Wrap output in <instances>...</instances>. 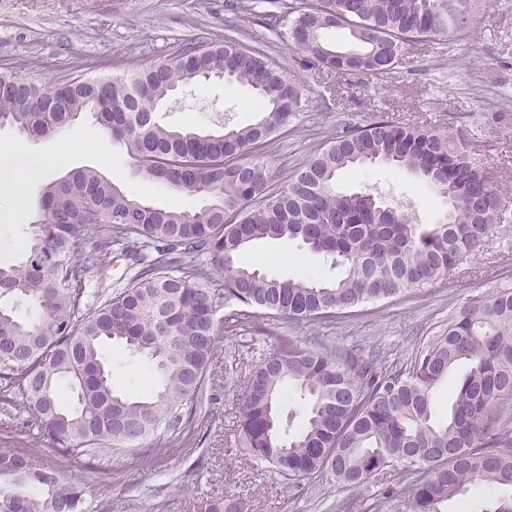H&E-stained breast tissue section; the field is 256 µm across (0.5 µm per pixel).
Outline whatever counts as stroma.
<instances>
[{
    "mask_svg": "<svg viewBox=\"0 0 512 512\" xmlns=\"http://www.w3.org/2000/svg\"><path fill=\"white\" fill-rule=\"evenodd\" d=\"M471 10L476 23L465 35L409 47L392 70L337 78L328 93L318 70L308 68L286 38L245 18L228 28L224 0H0V66L38 77L45 85L80 75L86 60H117L135 70L168 58L181 42L208 43L231 33L274 56L303 89L302 111L267 148L274 166L293 171L348 122L365 125L382 116L404 123L425 121L466 144L476 164L489 173L506 209L480 251L446 280L365 306L359 315L331 327L263 319L243 339L219 340L204 404L210 419L161 458L122 454L89 471L45 440L0 434V448L27 451L37 464L53 466L84 484L96 512H206L211 497L223 493L239 498L243 512H405V484L386 499L378 479L349 486L330 473H317L303 480L301 495H294L273 468L256 464L230 430L245 376L282 339L309 342L319 337L344 347L358 344L364 354L380 350L389 361L403 364L447 327L449 317L469 299L512 289V0H471ZM249 96L247 88L229 81L190 85L159 106L157 117L169 126L206 131L244 127L260 117L249 106ZM64 134L77 151L65 165L27 185L20 217L0 218L2 266L24 260L43 185L73 169L96 168L121 187L143 189L157 206L195 211L206 203L199 196L174 195L159 182L144 184L124 150L91 115H82ZM339 185L377 194L419 224L437 223L447 210L434 190L381 164L342 174ZM240 260L279 277L329 281L339 275L329 261L295 241L256 242ZM102 353L119 392L136 391L157 378L153 364L129 356L119 345H104Z\"/></svg>",
    "mask_w": 512,
    "mask_h": 512,
    "instance_id": "35a3bbf8",
    "label": "stroma"
}]
</instances>
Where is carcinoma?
<instances>
[{
  "mask_svg": "<svg viewBox=\"0 0 512 512\" xmlns=\"http://www.w3.org/2000/svg\"><path fill=\"white\" fill-rule=\"evenodd\" d=\"M469 3L229 0L226 8L277 35L305 33L294 50L308 66L345 76L387 71L411 44L464 34L474 25ZM338 28L354 49L326 41ZM211 78L248 88L262 118L219 134L155 119L174 91ZM300 111L296 79L233 36L182 42L139 70L53 88L0 71V125L37 141L90 113L144 180L210 199L194 212L158 207L95 168L43 188L26 260L0 266V300L23 297L37 311L22 322L0 306L1 433L38 436L88 466L118 454L161 457L199 425L219 337L246 335L264 315L333 324L366 303L443 280L500 218L488 173L463 144L425 125L349 124L282 175L266 148ZM364 164L412 173L447 200L445 218L415 224L370 192L339 190L341 174ZM263 240H299L343 273L290 279L236 264ZM116 254L127 281L88 292ZM108 341L154 362L158 383L115 391L101 354ZM459 369L448 415L438 420L434 390ZM290 390L304 408L292 434L297 410L284 414L280 403ZM511 402L512 289L502 288L471 298L401 366L365 359L355 347L281 341L245 381L234 436L292 485L319 471L347 485L406 481L407 512H447L448 502L485 486L497 492L488 512H512ZM2 476L28 492L0 489V512H89L84 487L27 454L1 450ZM208 512H242V504L215 496Z\"/></svg>",
  "mask_w": 512,
  "mask_h": 512,
  "instance_id": "obj_1",
  "label": "carcinoma"
}]
</instances>
